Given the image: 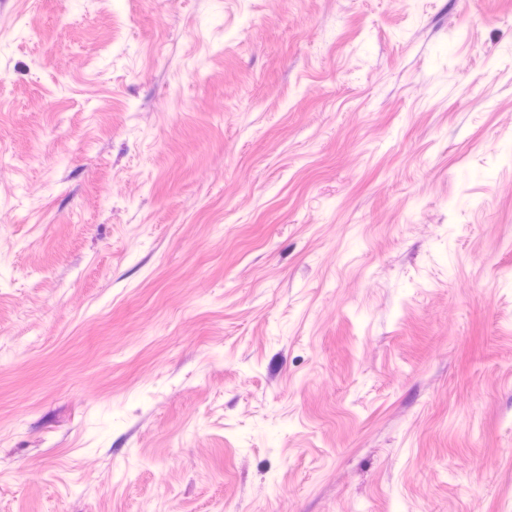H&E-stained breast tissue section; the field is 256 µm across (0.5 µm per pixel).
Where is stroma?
I'll return each mask as SVG.
<instances>
[{"mask_svg":"<svg viewBox=\"0 0 512 512\" xmlns=\"http://www.w3.org/2000/svg\"><path fill=\"white\" fill-rule=\"evenodd\" d=\"M507 140L512 0H0V512H512Z\"/></svg>","mask_w":512,"mask_h":512,"instance_id":"stroma-1","label":"stroma"}]
</instances>
